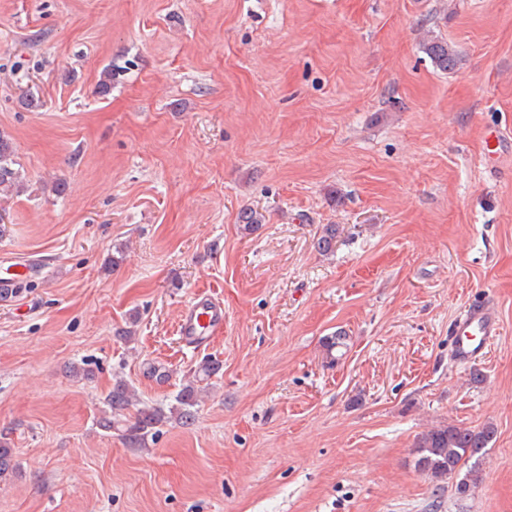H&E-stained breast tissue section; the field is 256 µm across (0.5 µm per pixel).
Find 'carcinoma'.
Listing matches in <instances>:
<instances>
[{
    "instance_id": "carcinoma-1",
    "label": "carcinoma",
    "mask_w": 512,
    "mask_h": 512,
    "mask_svg": "<svg viewBox=\"0 0 512 512\" xmlns=\"http://www.w3.org/2000/svg\"><path fill=\"white\" fill-rule=\"evenodd\" d=\"M424 50L435 66L448 72L458 64L456 50L448 41L433 38L424 44ZM19 178V172L14 168V160L9 142L0 136V190L14 185ZM338 226L326 224L322 227L317 239L320 252H333L336 243ZM219 371V364L208 362L203 364L192 382L182 386L175 396V404L164 408L162 405L148 404L138 400L135 390L123 379L119 378L105 400L99 425L105 430L120 432V436L129 448H144L148 440L155 437L157 427L164 422L174 419L189 426L193 424L200 402V383L207 381ZM137 406L134 420L123 418V412L132 406ZM495 427L487 424L479 430L448 424L431 430L416 443L417 466L420 470L434 477H451L467 470V479L456 484V489L464 493L479 481V460L486 448L493 441ZM14 453L9 442L0 441V479L9 475L15 469Z\"/></svg>"
}]
</instances>
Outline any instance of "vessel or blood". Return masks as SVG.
<instances>
[{
  "mask_svg": "<svg viewBox=\"0 0 512 512\" xmlns=\"http://www.w3.org/2000/svg\"><path fill=\"white\" fill-rule=\"evenodd\" d=\"M30 274V268L24 265L0 274V303L11 302ZM223 321L222 307L208 298L199 297L181 311L177 331L185 341L195 342L210 335ZM498 330V314L492 305L482 302L466 307L453 324L454 360L460 364L468 363L497 336Z\"/></svg>",
  "mask_w": 512,
  "mask_h": 512,
  "instance_id": "obj_1",
  "label": "vessel or blood"
}]
</instances>
